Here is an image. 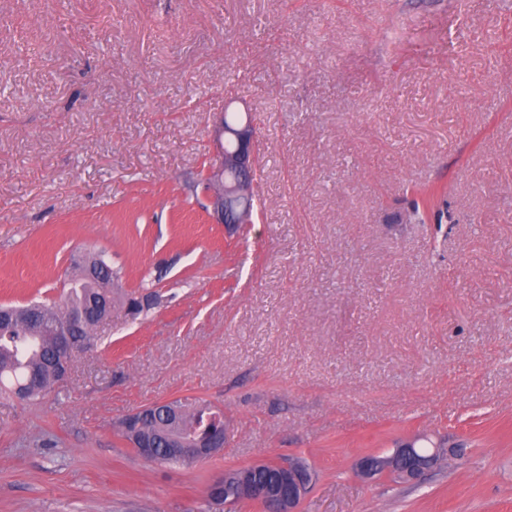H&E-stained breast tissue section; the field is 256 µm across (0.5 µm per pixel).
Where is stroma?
I'll return each instance as SVG.
<instances>
[{
    "mask_svg": "<svg viewBox=\"0 0 512 512\" xmlns=\"http://www.w3.org/2000/svg\"><path fill=\"white\" fill-rule=\"evenodd\" d=\"M228 110L259 158L232 232L201 185ZM89 252L150 309L0 398V512H262L207 488L288 457L296 512H512V0H0V304ZM176 398L223 411V450L120 436ZM419 436L452 456L359 475ZM416 198L413 201V214L419 223H425L431 214L436 216L435 208L437 207L435 190L417 189L415 191Z\"/></svg>",
    "mask_w": 512,
    "mask_h": 512,
    "instance_id": "1",
    "label": "stroma"
}]
</instances>
